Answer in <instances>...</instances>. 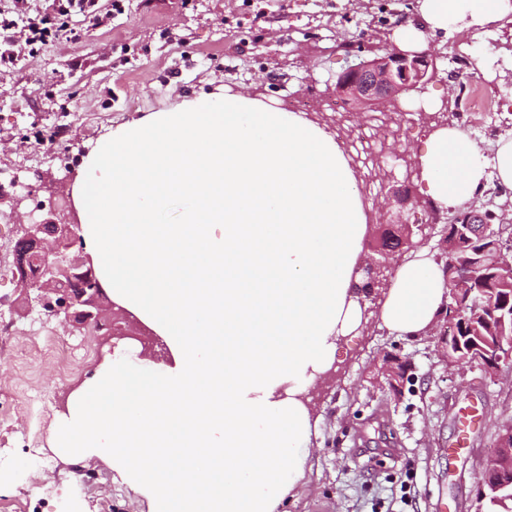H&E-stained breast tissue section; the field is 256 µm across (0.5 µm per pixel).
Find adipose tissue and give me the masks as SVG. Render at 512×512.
<instances>
[{"mask_svg":"<svg viewBox=\"0 0 512 512\" xmlns=\"http://www.w3.org/2000/svg\"><path fill=\"white\" fill-rule=\"evenodd\" d=\"M430 34L483 32L512 0H420ZM415 179L439 208L470 206L494 168L512 190V133L494 155L452 124H430ZM361 181L319 118L244 93L183 101L100 139L71 195L101 284L166 344L147 367L118 344L76 388L54 439L111 458L151 512H277L311 455L309 392L376 318L430 331L446 296L427 251L364 303L355 288L368 215Z\"/></svg>","mask_w":512,"mask_h":512,"instance_id":"adipose-tissue-1","label":"adipose tissue"}]
</instances>
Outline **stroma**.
Listing matches in <instances>:
<instances>
[{
    "label": "stroma",
    "mask_w": 512,
    "mask_h": 512,
    "mask_svg": "<svg viewBox=\"0 0 512 512\" xmlns=\"http://www.w3.org/2000/svg\"><path fill=\"white\" fill-rule=\"evenodd\" d=\"M109 18L89 25L73 14L76 39L0 66V169L36 184L38 199L58 191L67 170L78 169L104 133L138 118L176 107L182 100L247 93L281 109L298 98L313 100L327 117L331 86L346 59L393 46L401 27L424 28L418 0H124ZM512 46V14L481 36L460 30L427 37L437 77L426 91L445 103V117L485 154L512 132V93L478 74V89L465 87L459 63L493 56ZM57 133L54 150L37 142ZM45 173L35 182L33 171ZM408 223L424 225L415 247L440 253L448 216L421 194L404 210ZM0 489L13 504L0 512H149L104 461L60 456L53 431L71 393L92 379L107 346L101 333L71 336L74 367L59 377L39 354L61 337L53 320L0 315ZM395 354L409 366V380L395 393L376 380L377 364ZM318 420L313 452L296 495L279 512H480L478 473L494 452L502 425L512 422V362L497 378L479 367L448 366L433 335L390 334L370 321L339 370L314 394ZM477 405L481 422L470 434L462 471L448 473L447 448L459 410ZM42 449L51 465L30 454ZM97 481L82 490L81 471Z\"/></svg>",
    "instance_id": "1"
}]
</instances>
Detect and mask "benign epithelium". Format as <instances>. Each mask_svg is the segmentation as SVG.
<instances>
[{
  "label": "benign epithelium",
  "mask_w": 512,
  "mask_h": 512,
  "mask_svg": "<svg viewBox=\"0 0 512 512\" xmlns=\"http://www.w3.org/2000/svg\"><path fill=\"white\" fill-rule=\"evenodd\" d=\"M435 78V64L427 51H404L396 47L382 55L362 59L345 66L336 74L334 91L346 99L353 109L360 111L362 121L379 119L399 105L401 97L410 91L427 85ZM381 181L379 195L383 197L380 210L391 214V227L383 226L377 238L369 241V253L361 269L369 273L375 284H380V275L391 267L390 259L401 249L412 245L413 230H422L423 225L413 226L404 219L403 206L409 197H402L391 187L392 173H378ZM34 200V207L25 213L26 220L17 225V240L11 248L12 261L7 270L16 282V297L1 298L0 307L6 306L13 315L30 317L33 313L45 314L54 319L63 330L74 335L85 327L108 331L105 341L138 339L150 335V330L139 323L131 313L112 303L107 298L96 274L92 260L84 251L78 233L76 212L68 205L50 199L46 202L35 199L34 192L13 197L20 206ZM463 221L475 227V234L495 239L491 259L501 276L512 279V232L502 228L490 231L485 215L470 210ZM463 242L459 236L447 229L442 239V249L448 259H453L461 250ZM89 279L87 286L71 288L75 279ZM446 283L450 302L445 307L443 324H434L431 332L437 339V348L450 366L476 364L487 376H498L501 365L512 360V322L504 315L490 313L499 335L487 340L480 336H461L466 328V318L460 307L468 301L480 306V301L495 288L471 287V283L452 277L446 269ZM404 366L395 357H387L378 369V376L396 387L401 381ZM512 489V424L503 427L496 450L482 465L478 482V499L483 501L493 492Z\"/></svg>",
  "instance_id": "benign-epithelium-1"
}]
</instances>
